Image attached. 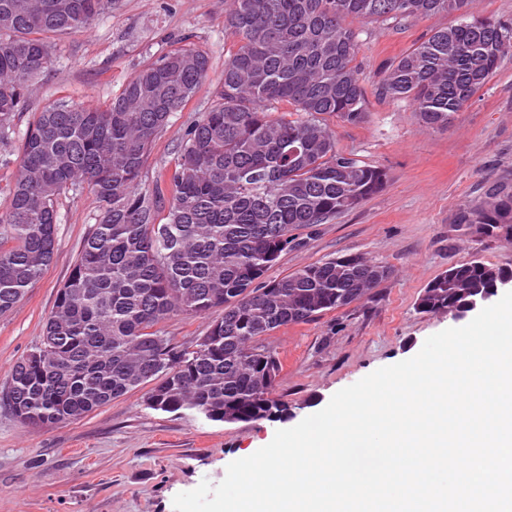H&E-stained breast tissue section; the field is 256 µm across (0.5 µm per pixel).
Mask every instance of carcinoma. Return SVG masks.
<instances>
[{
  "mask_svg": "<svg viewBox=\"0 0 512 512\" xmlns=\"http://www.w3.org/2000/svg\"><path fill=\"white\" fill-rule=\"evenodd\" d=\"M224 28L238 47L200 119L182 137L173 187L142 182L157 135L207 80L189 43L143 65L103 107L64 99L35 113L0 209V315L41 278L56 252L57 197L89 187L98 203L48 317L39 357L13 366L5 400L30 428L77 420L150 383L147 406L210 422L282 421L274 396L275 329L315 320L367 295L390 268L360 256L268 272L302 246L292 234L348 212L388 181L385 169L336 150L329 120L362 121L365 89L347 20L460 21L434 31L384 69L380 94L407 99L422 124L446 127L512 57V21L472 12L474 0H229ZM112 0H0V145L15 139L30 87L54 65L51 38L87 29ZM292 111L271 117L277 105ZM164 218H159L161 212ZM453 223L512 230V180H496ZM512 272L474 258L423 289L425 315L468 311ZM209 322L200 351L172 343L175 315Z\"/></svg>",
  "mask_w": 512,
  "mask_h": 512,
  "instance_id": "cac0c4a2",
  "label": "carcinoma"
}]
</instances>
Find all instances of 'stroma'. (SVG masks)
Here are the masks:
<instances>
[{
	"label": "stroma",
	"instance_id": "stroma-1",
	"mask_svg": "<svg viewBox=\"0 0 512 512\" xmlns=\"http://www.w3.org/2000/svg\"><path fill=\"white\" fill-rule=\"evenodd\" d=\"M226 0H112L88 29L57 38L56 64L39 80L29 111L15 118L24 133L33 112L66 98L102 106L146 62L188 39L210 58L208 80L185 110L171 117L148 159V177L171 174L187 126L209 106L235 50L224 30ZM436 14L393 26L351 20L366 117L331 121L338 151L386 169L385 189L315 229L269 270L282 278L301 266L345 255L386 265L390 277L350 306L266 336L282 369L274 394L294 421L323 409L334 393L378 368L409 359L429 336L459 327L443 314L418 313L423 288L449 267L480 258L512 270V232L487 237L454 224L455 213L488 184L512 179V58L457 112L448 127L426 128L407 100L382 98L383 66L455 24ZM57 251L26 296L0 316V391L16 361L40 343L57 292L68 279L97 218L90 189L57 199ZM144 389L70 423L32 429L0 405V512H174L173 498L202 480L219 483L228 465L271 442L276 422L213 423L148 408Z\"/></svg>",
	"mask_w": 512,
	"mask_h": 512
}]
</instances>
